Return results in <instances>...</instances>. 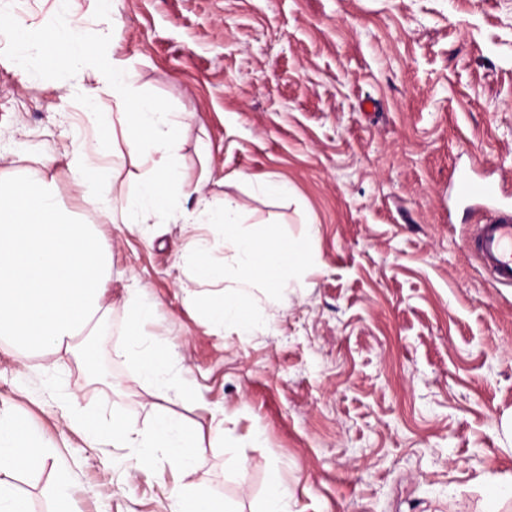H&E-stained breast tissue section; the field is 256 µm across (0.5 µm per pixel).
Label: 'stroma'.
Returning a JSON list of instances; mask_svg holds the SVG:
<instances>
[{
  "label": "stroma",
  "instance_id": "35a3bbf8",
  "mask_svg": "<svg viewBox=\"0 0 512 512\" xmlns=\"http://www.w3.org/2000/svg\"><path fill=\"white\" fill-rule=\"evenodd\" d=\"M115 23L130 93L191 115L183 173L209 200L234 198L253 232L304 245L312 263L285 299L256 292L267 329L218 333L185 302L216 290L190 258L192 231L140 232L86 211L112 253L110 312L93 327L104 386L87 383V336L71 354L0 346V408L22 414L47 450L18 481L34 512H50L63 467L73 512H169L172 463L153 472L131 449L91 441L43 387L60 373L80 408L100 399L149 423L150 386L120 345L136 282L157 307L146 333L198 395L168 404L202 434L197 487L259 512L275 466L292 512H485L489 488L512 477V289L472 256L481 205L456 201L450 181L465 170L512 192V0H112L105 13L78 0L89 61ZM60 54L51 49L34 89L0 38V176L29 152L30 171L76 207L65 149L98 129ZM266 174L287 180L288 195L261 194L254 179ZM228 433L238 447H225Z\"/></svg>",
  "mask_w": 512,
  "mask_h": 512
}]
</instances>
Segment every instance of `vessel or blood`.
Returning <instances> with one entry per match:
<instances>
[{"label":"vessel or blood","instance_id":"vessel-or-blood-1","mask_svg":"<svg viewBox=\"0 0 512 512\" xmlns=\"http://www.w3.org/2000/svg\"><path fill=\"white\" fill-rule=\"evenodd\" d=\"M456 194L466 200L492 201L500 192L496 183L461 176ZM470 249L493 283L512 288V208L491 209L470 238Z\"/></svg>","mask_w":512,"mask_h":512}]
</instances>
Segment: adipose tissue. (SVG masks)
I'll return each instance as SVG.
<instances>
[{
	"mask_svg": "<svg viewBox=\"0 0 512 512\" xmlns=\"http://www.w3.org/2000/svg\"><path fill=\"white\" fill-rule=\"evenodd\" d=\"M71 2L57 0L56 21L50 32L35 33L17 45L19 61L31 72L44 67L49 43L65 44L73 37ZM106 81L112 91V148L137 158L146 169L138 187L125 195L117 208L123 223L141 228L161 219L202 229V236L194 240L198 266L215 283L231 284L230 290L219 291L208 306L213 327L223 329L229 320L243 335L263 330L267 322L252 302L255 291L278 297L299 287L294 265L305 260V253H297L294 263L281 262L277 233L254 235L243 224L233 200H225L216 209L197 199V184L187 179L176 162L183 120L172 119L170 112L151 98L129 95L120 58H113ZM69 154L76 186L85 189L111 178L112 169L100 145L75 139ZM190 197L197 200L191 210L183 205ZM45 457L46 450L27 420L0 408V512H31L29 499L18 492L15 481L20 473L39 467Z\"/></svg>",
	"mask_w": 512,
	"mask_h": 512,
	"instance_id": "obj_1",
	"label": "adipose tissue"
}]
</instances>
